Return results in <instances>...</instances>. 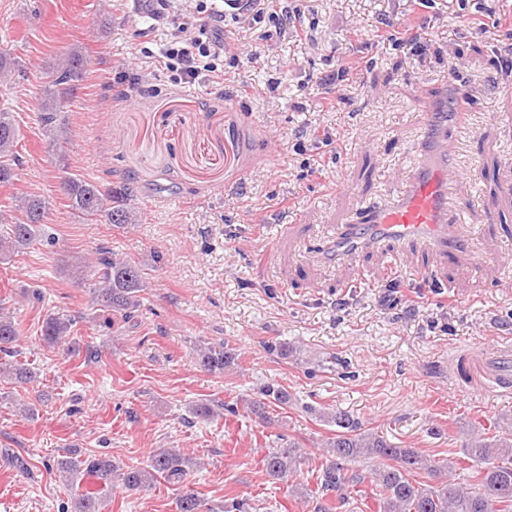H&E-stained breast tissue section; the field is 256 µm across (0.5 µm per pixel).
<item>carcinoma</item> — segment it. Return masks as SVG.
<instances>
[{
  "mask_svg": "<svg viewBox=\"0 0 512 512\" xmlns=\"http://www.w3.org/2000/svg\"><path fill=\"white\" fill-rule=\"evenodd\" d=\"M86 57L79 49L66 52L46 72L44 86L37 98V118L50 144L55 145L66 132L61 108L67 99L75 97L79 83L85 75ZM18 68L7 49L0 47V84H8ZM19 128L10 112H0V187L13 185L20 166L18 150ZM67 207L79 220L87 224H132L134 211L131 202L137 197V186L128 177L117 185L102 186L78 174L71 173L61 182ZM20 217L6 225L0 232V256L22 249L39 239L47 216L46 202L38 195L22 194L15 197ZM71 267L76 272L92 270L97 279L93 289V305L103 313V324L110 328L114 317L128 322L140 307L139 292L145 287L144 272L135 262L117 257L111 248L100 246L92 251V258L70 256ZM0 302V375L18 382L33 378V372L18 361L16 350L19 334L16 323L3 315ZM76 320L70 317L47 315L41 325L40 335L45 344L55 346L73 335ZM237 359L236 349L228 343L204 347L200 356L201 366L211 373H222L231 368ZM260 398L248 402L250 410L264 415L266 404L286 406L290 403L288 392L266 383L258 389ZM236 413L230 403H197L190 412L201 418L218 416L221 411ZM325 422L336 426L334 436L328 438L325 461L319 469L317 488L308 490L300 484L290 485L291 492L306 503L315 504V512H325L326 497L336 496L343 502L351 489L364 483L361 474L349 469L359 460H373L377 467L373 501L376 512H512V422L501 428L497 422L489 424L496 431L491 437L480 434L472 437L463 448L465 457L475 464L469 483L465 486L449 479L439 486H427L417 481L422 473L453 469L452 462L433 463L428 456L415 448H401L378 434L368 433L361 423L344 411L318 412ZM300 447L288 443L265 454L263 467L274 480H288L301 462ZM193 464L192 458L170 448H157L150 455L145 468H123L108 457H88L82 464L72 459H58L56 470L68 482L74 481L85 466V474L92 476L105 487L120 485L127 490H146L164 481L181 487ZM104 499L93 494L77 496L70 512H103ZM179 512H210L204 499L187 489L178 498Z\"/></svg>",
  "mask_w": 512,
  "mask_h": 512,
  "instance_id": "obj_1",
  "label": "carcinoma"
}]
</instances>
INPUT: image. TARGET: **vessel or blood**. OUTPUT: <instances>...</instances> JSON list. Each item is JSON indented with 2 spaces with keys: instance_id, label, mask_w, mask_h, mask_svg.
Here are the masks:
<instances>
[{
  "instance_id": "vessel-or-blood-1",
  "label": "vessel or blood",
  "mask_w": 512,
  "mask_h": 512,
  "mask_svg": "<svg viewBox=\"0 0 512 512\" xmlns=\"http://www.w3.org/2000/svg\"><path fill=\"white\" fill-rule=\"evenodd\" d=\"M455 209L447 162L416 168L397 200L364 209L355 225L337 231L336 256L405 238L443 253L465 248L464 239L449 234Z\"/></svg>"
}]
</instances>
